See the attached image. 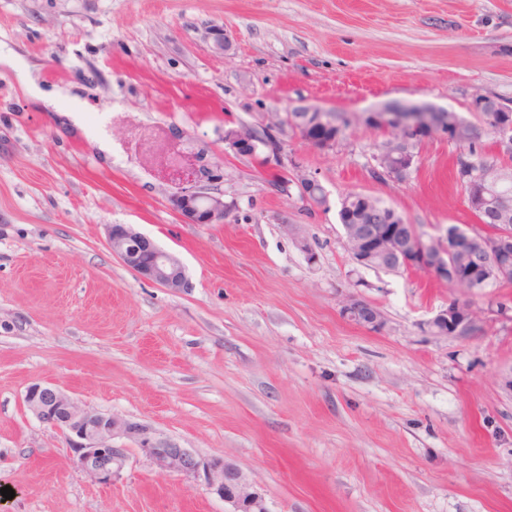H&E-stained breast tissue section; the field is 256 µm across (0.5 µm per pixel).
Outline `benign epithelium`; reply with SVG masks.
<instances>
[{
    "label": "benign epithelium",
    "instance_id": "obj_1",
    "mask_svg": "<svg viewBox=\"0 0 512 512\" xmlns=\"http://www.w3.org/2000/svg\"><path fill=\"white\" fill-rule=\"evenodd\" d=\"M485 109L512 112L507 103L476 92L470 100V111ZM388 134V143L373 156V171L387 179L407 177L415 165L416 143L440 133L445 119L439 109L428 105L385 107L373 115ZM308 130L314 125L326 129L336 126L333 117L314 106L299 104L288 113L275 112L262 130L237 124L224 129V152L249 156L261 145L268 146L267 159L278 163L277 174L286 190L297 189L303 206L320 208L327 199L318 180L310 175H288V155L275 134L282 124ZM497 154L512 155V119L490 128ZM189 137L162 136L150 132L138 136L142 160L162 177L174 182L177 191L168 198L170 208L184 224H222L230 205L224 201V168L216 163H202L203 155L185 150ZM466 163L471 170L472 187L466 193L467 207L474 212L496 208V221L502 228L492 232L457 228L445 237L428 241L396 214H387L376 198L365 193L345 195L340 209L353 211L358 204L380 214L375 224H344V247L360 266L420 270L432 278L448 282V262L469 266L470 274L461 283L475 296L489 284L512 283V198L495 194L503 181L502 173L512 169L494 161L471 157ZM107 245L124 266L139 278L151 281L173 293L190 288L185 269L168 252L156 249L154 241L128 224H111L107 228ZM342 314L351 322L369 330L383 325L381 312L373 305L347 297ZM485 313L459 301H451L426 323V331L434 336L471 337L481 326ZM28 410L43 424L61 431L77 453L79 469L92 481L110 484L118 478L129 458V449L114 444L125 439L134 444L159 471L177 473L187 479L201 481L228 505L227 512H270L264 494L249 483L240 470L222 456L200 458L187 448L155 430L110 413H99L81 406L61 390L35 383L24 396Z\"/></svg>",
    "mask_w": 512,
    "mask_h": 512
}]
</instances>
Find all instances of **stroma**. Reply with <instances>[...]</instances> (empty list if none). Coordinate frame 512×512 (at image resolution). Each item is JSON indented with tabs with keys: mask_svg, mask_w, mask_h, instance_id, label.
<instances>
[{
	"mask_svg": "<svg viewBox=\"0 0 512 512\" xmlns=\"http://www.w3.org/2000/svg\"><path fill=\"white\" fill-rule=\"evenodd\" d=\"M15 61L85 102L82 126L32 99ZM477 91L512 101V0H0V488L15 492L0 512H224L136 448L92 482L27 410L35 383L224 456L270 512H512V318L425 333L464 290L357 265L338 217L363 192L426 238L479 227L447 134L417 146L405 181H381L387 134L364 121L412 102L473 122ZM301 102L349 118L331 149L278 132L323 186L318 211L279 194L272 165L224 151L226 122ZM172 126L223 165L224 223H181L174 185L137 160L140 129ZM110 224L173 253L190 288L124 267ZM349 295L380 330L343 317Z\"/></svg>",
	"mask_w": 512,
	"mask_h": 512,
	"instance_id": "1",
	"label": "stroma"
}]
</instances>
